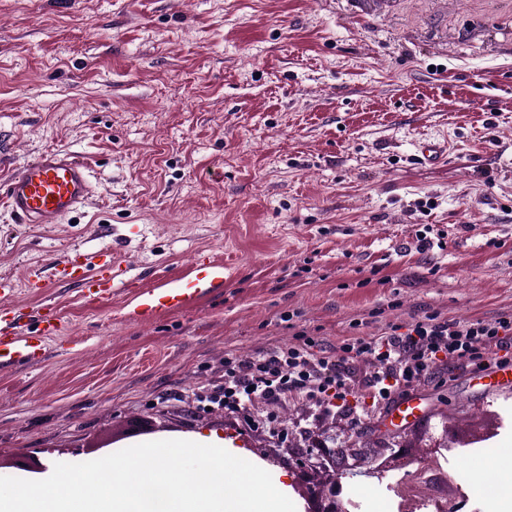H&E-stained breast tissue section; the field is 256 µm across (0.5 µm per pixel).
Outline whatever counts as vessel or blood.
Instances as JSON below:
<instances>
[{
  "label": "vessel or blood",
  "mask_w": 512,
  "mask_h": 512,
  "mask_svg": "<svg viewBox=\"0 0 512 512\" xmlns=\"http://www.w3.org/2000/svg\"><path fill=\"white\" fill-rule=\"evenodd\" d=\"M92 192L86 164L60 150L39 154L0 183V201L7 204L20 224L62 223ZM98 259L94 265L84 254H65L55 261L53 275L60 281H76L86 299L110 297L118 284L117 256L103 251ZM223 286V264L199 254L182 277L138 289L127 314L141 322H154ZM15 291L13 283L0 281V370L43 361L49 341L59 328L60 318L53 309L39 308L33 316L18 309L13 303ZM388 413L415 420L423 410L418 397L406 393L392 401Z\"/></svg>",
  "instance_id": "vessel-or-blood-1"
}]
</instances>
